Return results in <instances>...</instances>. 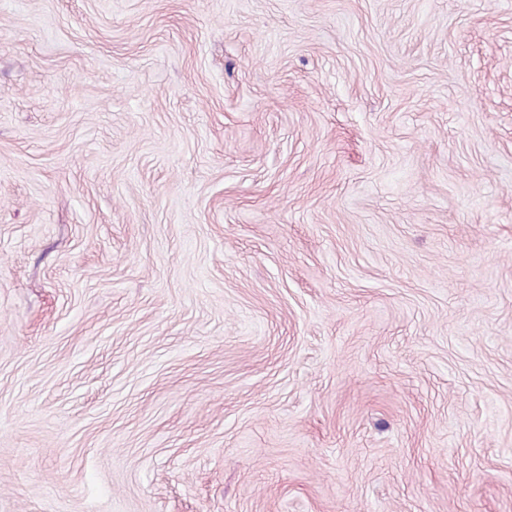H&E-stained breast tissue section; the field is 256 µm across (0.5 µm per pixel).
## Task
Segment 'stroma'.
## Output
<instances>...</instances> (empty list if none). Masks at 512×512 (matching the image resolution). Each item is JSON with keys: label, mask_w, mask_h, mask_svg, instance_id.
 <instances>
[{"label": "stroma", "mask_w": 512, "mask_h": 512, "mask_svg": "<svg viewBox=\"0 0 512 512\" xmlns=\"http://www.w3.org/2000/svg\"><path fill=\"white\" fill-rule=\"evenodd\" d=\"M0 512H512V0H0Z\"/></svg>", "instance_id": "35a3bbf8"}]
</instances>
